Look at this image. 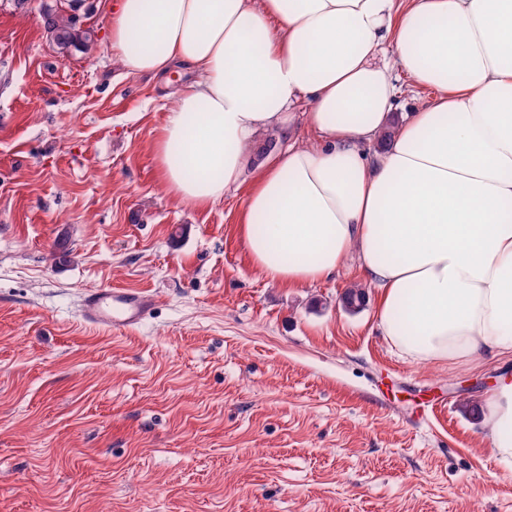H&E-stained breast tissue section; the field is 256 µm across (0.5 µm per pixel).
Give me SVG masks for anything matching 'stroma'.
<instances>
[{
	"label": "stroma",
	"instance_id": "stroma-1",
	"mask_svg": "<svg viewBox=\"0 0 512 512\" xmlns=\"http://www.w3.org/2000/svg\"><path fill=\"white\" fill-rule=\"evenodd\" d=\"M109 3L63 54L39 0H0V512H512L470 412L512 360H405L374 286L341 306L355 255L267 282L238 230L255 163L209 208L171 197L152 146L175 85L126 74ZM98 287L155 306L95 328ZM154 306V297L146 291L92 288L82 293L79 312L86 324L116 331L138 327Z\"/></svg>",
	"mask_w": 512,
	"mask_h": 512
}]
</instances>
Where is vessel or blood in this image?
Masks as SVG:
<instances>
[{
    "label": "vessel or blood",
    "instance_id": "b4317fda",
    "mask_svg": "<svg viewBox=\"0 0 512 512\" xmlns=\"http://www.w3.org/2000/svg\"><path fill=\"white\" fill-rule=\"evenodd\" d=\"M154 306L153 296L142 290L92 288L82 293L79 312L86 324L116 331L138 327Z\"/></svg>",
    "mask_w": 512,
    "mask_h": 512
}]
</instances>
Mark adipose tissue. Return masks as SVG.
<instances>
[{"instance_id": "obj_1", "label": "adipose tissue", "mask_w": 512, "mask_h": 512, "mask_svg": "<svg viewBox=\"0 0 512 512\" xmlns=\"http://www.w3.org/2000/svg\"><path fill=\"white\" fill-rule=\"evenodd\" d=\"M109 16L126 72L190 76L152 149L180 202L222 200L257 135L310 104L311 143L245 192L240 235L268 281L318 284L354 253L407 360L512 355V0H112ZM396 70L434 90L420 111L395 115ZM485 408L512 460V375Z\"/></svg>"}]
</instances>
